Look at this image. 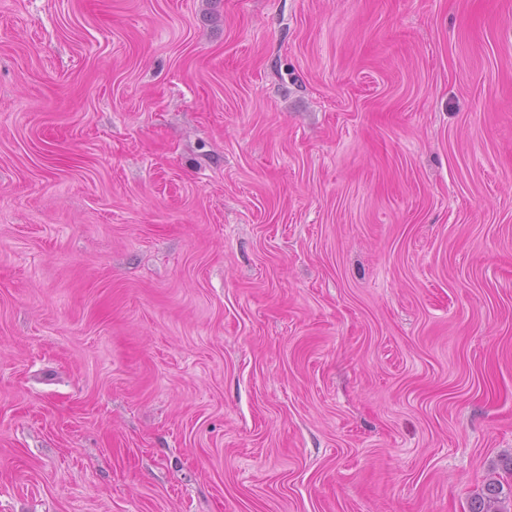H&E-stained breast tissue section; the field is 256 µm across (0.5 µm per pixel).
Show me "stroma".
<instances>
[{
	"label": "stroma",
	"mask_w": 512,
	"mask_h": 512,
	"mask_svg": "<svg viewBox=\"0 0 512 512\" xmlns=\"http://www.w3.org/2000/svg\"><path fill=\"white\" fill-rule=\"evenodd\" d=\"M512 0H0V512L512 510ZM502 493L500 483L490 481L486 484L482 494L476 498V506L473 512H509L501 507L499 495Z\"/></svg>",
	"instance_id": "35a3bbf8"
}]
</instances>
